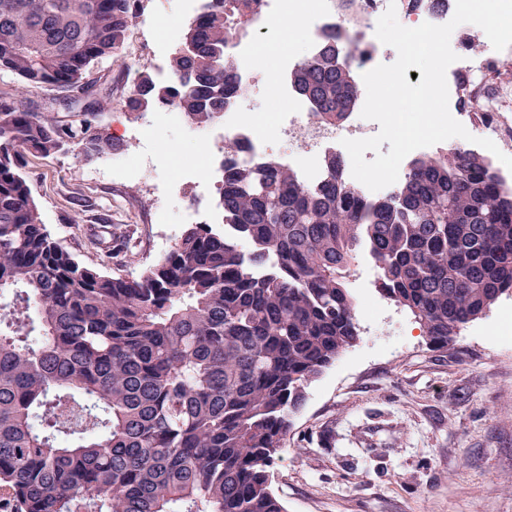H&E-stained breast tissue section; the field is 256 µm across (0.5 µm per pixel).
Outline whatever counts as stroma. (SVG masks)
Instances as JSON below:
<instances>
[{
	"label": "stroma",
	"mask_w": 512,
	"mask_h": 512,
	"mask_svg": "<svg viewBox=\"0 0 512 512\" xmlns=\"http://www.w3.org/2000/svg\"><path fill=\"white\" fill-rule=\"evenodd\" d=\"M140 17L120 57L91 70L121 97L142 70L167 63L155 51L158 21L170 20L182 34L189 23L177 0H142ZM223 130L161 125L153 145L170 164L135 183L115 155L31 158L33 196L47 230L91 263L92 231L105 221L125 225L137 252L113 271L140 274L185 230L149 223V216L184 206L198 192L192 184L161 188L170 165L202 167ZM355 295L378 305L360 318L358 343L308 387L291 418L274 481L286 512H512V324L503 321L512 299L470 323L453 346L436 350L408 309L378 300L372 288Z\"/></svg>",
	"instance_id": "35a3bbf8"
}]
</instances>
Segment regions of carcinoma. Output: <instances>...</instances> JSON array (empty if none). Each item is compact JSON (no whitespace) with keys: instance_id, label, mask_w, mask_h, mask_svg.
<instances>
[{"instance_id":"obj_1","label":"carcinoma","mask_w":512,"mask_h":512,"mask_svg":"<svg viewBox=\"0 0 512 512\" xmlns=\"http://www.w3.org/2000/svg\"><path fill=\"white\" fill-rule=\"evenodd\" d=\"M142 0H0V70L29 90L78 91L59 112L0 91V512H286L273 489L306 389L360 338L348 286L359 254L378 292L448 348L512 297V186L458 145L409 165L362 202L336 163L305 185L265 161L225 162V229L195 224L137 276L85 264L42 222L29 158L122 149L113 91L87 79L118 55ZM247 0H206L172 53L122 99L138 120L175 109L192 127L242 98L224 48ZM336 43L295 88L334 120L355 100ZM105 259L133 238L98 240Z\"/></svg>"}]
</instances>
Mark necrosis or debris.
<instances>
[{"label":"necrosis or debris","mask_w":512,"mask_h":512,"mask_svg":"<svg viewBox=\"0 0 512 512\" xmlns=\"http://www.w3.org/2000/svg\"><path fill=\"white\" fill-rule=\"evenodd\" d=\"M391 5L406 27L425 22L441 25L454 14L453 8L431 9L422 0H258L255 15L249 16L240 33L230 41L224 59L225 66L233 71L248 94L265 89L266 80L255 69L256 46L269 29L282 27L288 12H297L303 19L305 47L299 53L284 52L279 61L275 92L286 101V110L274 113L266 124L242 103H234L224 111L220 142L225 147L241 149L248 158L272 161L308 185L321 182L326 176L327 158H336L343 180L353 183L365 201L376 200L377 192L354 182L350 157L342 141L371 137L380 129L377 122L363 119L359 112L366 98L360 78L375 66L393 63L397 58L396 50L375 36L378 18ZM331 36L346 51L340 60L342 67L358 80L355 111L336 121L321 119L313 104L288 82L289 71L315 55L322 42ZM492 70L485 58L466 54L451 64L446 72L449 110L465 128L483 129L486 138L512 156V114L505 110L506 105L512 104V97L503 94L483 106L474 104L475 99H481Z\"/></svg>","instance_id":"1"}]
</instances>
